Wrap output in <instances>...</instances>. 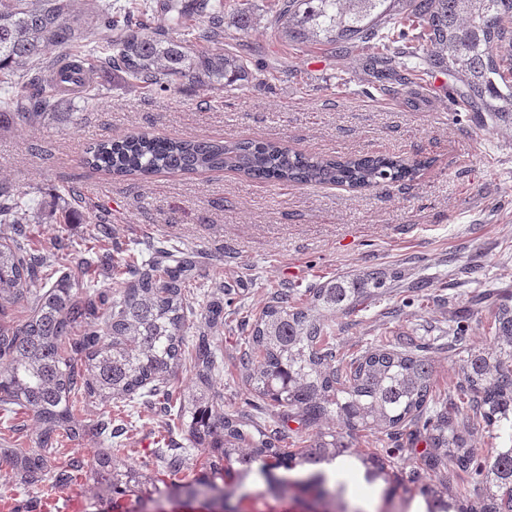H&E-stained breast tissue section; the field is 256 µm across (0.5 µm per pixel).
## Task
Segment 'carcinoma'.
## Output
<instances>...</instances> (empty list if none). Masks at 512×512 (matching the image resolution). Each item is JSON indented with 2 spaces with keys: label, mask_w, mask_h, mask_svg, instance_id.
Returning a JSON list of instances; mask_svg holds the SVG:
<instances>
[{
  "label": "carcinoma",
  "mask_w": 512,
  "mask_h": 512,
  "mask_svg": "<svg viewBox=\"0 0 512 512\" xmlns=\"http://www.w3.org/2000/svg\"><path fill=\"white\" fill-rule=\"evenodd\" d=\"M398 2L279 0L271 25L293 41L369 43L372 64L416 80L437 68L457 83V96L480 118L512 129V49L503 45L512 34V0H405L403 11ZM157 14L164 24L152 27L148 16ZM250 16L249 0H237L229 11L224 0H142L129 8L87 0L83 13L76 0H0V127L68 121L72 113L54 108L74 99L96 103L95 75L104 68L163 93L186 84L222 90L258 80L261 69L252 60L209 48L224 39V29H245ZM402 40L413 45L394 48ZM82 164L115 178L227 169L260 182L353 190L410 182L427 166L400 155L316 156L275 141L146 131L89 144ZM25 210L24 194L1 183L0 224L23 223ZM93 223L100 225L98 259L116 276L110 296L95 290L79 266L57 274L55 266L67 262L60 239L33 247L19 230L12 244H0V317L24 301L31 307L22 323L0 327V412L30 416L40 426L39 447L0 448V463L20 480H78L83 461L54 472L43 454L60 438L78 434V396L127 404L148 397L167 411L178 408L189 420L193 447L208 451L210 475L184 483L181 460L160 454L173 477L170 486L194 499H220L224 512H238L232 501L248 497L252 487L271 498L310 487L324 512H362L350 502L343 474L373 487L388 481V472L377 454L351 447L341 428L397 435L419 425L422 461L434 475L420 488L427 512H512V496L499 493L512 486V307L496 308L492 344L463 359L462 398L450 407L432 398L428 356L386 345L338 359L327 340V315L378 295L385 273L327 280L298 301L279 293L251 325L240 358L251 391L281 411L264 432L219 403L212 384L218 355L205 329L224 320V307L201 292L195 254L117 258L102 242L106 218ZM195 304L201 308L196 323L187 315ZM76 325L83 327L78 338ZM190 335L198 340L189 346ZM183 360L194 368L195 383L175 406L165 385ZM479 418L503 433L505 443L479 468L489 503L464 505L438 474L450 464L469 470L470 429ZM287 419L315 430L299 452L278 446ZM124 454L123 448H101L94 458L114 487L138 479L133 466L114 464Z\"/></svg>",
  "instance_id": "1"
}]
</instances>
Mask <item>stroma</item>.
I'll return each mask as SVG.
<instances>
[{"instance_id":"35a3bbf8","label":"stroma","mask_w":512,"mask_h":512,"mask_svg":"<svg viewBox=\"0 0 512 512\" xmlns=\"http://www.w3.org/2000/svg\"><path fill=\"white\" fill-rule=\"evenodd\" d=\"M251 3L250 27L227 30L224 46L263 62L268 87L191 85L160 95L124 74L99 72L97 105L72 102V121L0 129V182L24 193L34 218L28 236L66 238L78 258L95 263V284L105 293L116 287L112 271L85 248L98 230L89 221L93 209L111 213L110 236L124 248L144 255L165 244L197 252L199 282L223 293L224 324L209 337L223 353L214 382L226 411L253 410L255 396L240 371L242 340L276 293H302L373 269L391 274L389 288L333 318L334 346L351 354L382 342L426 350L435 366L432 395L449 401L467 350L492 339V311L512 305V130L482 127L442 71H432L412 94L411 83L397 75L372 74L364 46L294 44L272 31V0ZM132 131L281 141L316 155H401L428 165L407 185L362 191L272 186L227 170L122 180L81 165L85 146ZM71 183L103 192L69 218L63 199ZM459 325L465 333L451 342L448 332ZM73 413L79 437L46 456L55 468L84 460L82 478L25 484L2 466L0 512H208L203 502L170 494L153 456L169 449L185 475H206V459L175 412L135 405L119 442L146 483L113 494L104 492L92 459L106 445L101 423L122 426L120 407L87 398ZM349 440L362 451L392 453L395 472L408 482L398 498L422 504L424 443L367 430Z\"/></svg>"}]
</instances>
